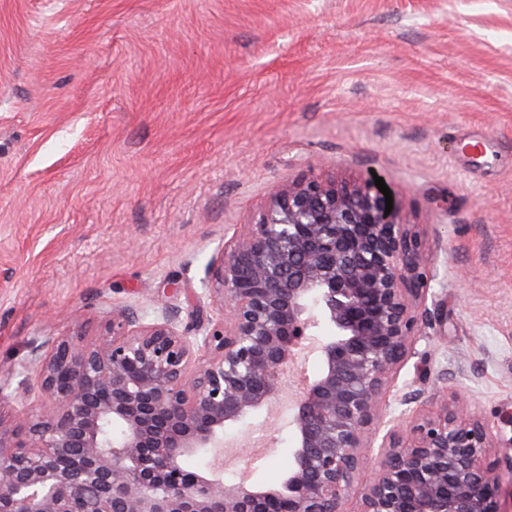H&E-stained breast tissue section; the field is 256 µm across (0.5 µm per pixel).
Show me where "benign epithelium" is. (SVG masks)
Here are the masks:
<instances>
[{"label":"benign epithelium","mask_w":512,"mask_h":512,"mask_svg":"<svg viewBox=\"0 0 512 512\" xmlns=\"http://www.w3.org/2000/svg\"><path fill=\"white\" fill-rule=\"evenodd\" d=\"M368 177L275 188L208 265L221 318L184 325L160 301L150 320L112 313L106 333L36 340L0 403V512H347L360 449L386 428L358 512H504L512 455L459 395L422 416L387 386L427 322L430 256L398 200ZM208 328H203V324ZM309 336L318 373L290 408L295 448L276 485L192 471L224 452V430L275 403ZM46 400L39 411L24 399Z\"/></svg>","instance_id":"benign-epithelium-1"}]
</instances>
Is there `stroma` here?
<instances>
[{
    "instance_id": "1",
    "label": "stroma",
    "mask_w": 512,
    "mask_h": 512,
    "mask_svg": "<svg viewBox=\"0 0 512 512\" xmlns=\"http://www.w3.org/2000/svg\"><path fill=\"white\" fill-rule=\"evenodd\" d=\"M373 172L448 314L396 391L511 442L512 0H0V383L120 307L217 319L207 266L274 186ZM288 418L227 428L225 480L279 483Z\"/></svg>"
}]
</instances>
